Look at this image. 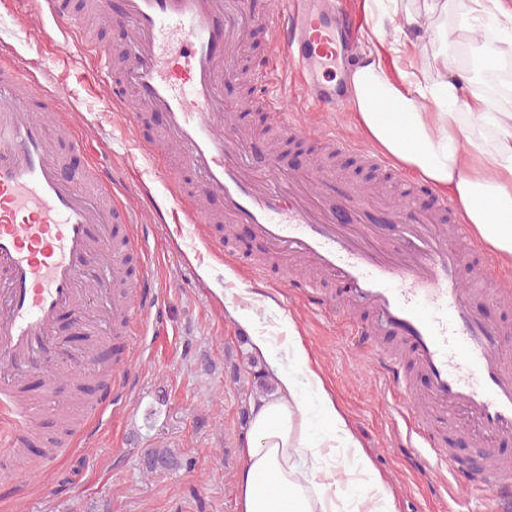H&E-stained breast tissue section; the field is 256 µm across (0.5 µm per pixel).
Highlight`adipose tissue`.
<instances>
[{
  "label": "adipose tissue",
  "instance_id": "adipose-tissue-1",
  "mask_svg": "<svg viewBox=\"0 0 512 512\" xmlns=\"http://www.w3.org/2000/svg\"><path fill=\"white\" fill-rule=\"evenodd\" d=\"M402 54L400 42L379 41L352 72L358 127L395 164L447 192L473 236L512 263V112L489 109L476 94L460 98L448 78L447 55L433 56L417 74L400 67ZM252 344L277 367V390L250 409L236 479L240 512H394L362 443L321 378L307 370L301 340L290 343L293 362L306 370L301 380L280 369L267 337L254 335ZM304 383L327 420L316 439L307 429ZM336 455L362 478L357 503L341 500L335 472L323 467Z\"/></svg>",
  "mask_w": 512,
  "mask_h": 512
}]
</instances>
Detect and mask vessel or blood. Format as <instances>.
Returning a JSON list of instances; mask_svg holds the SVG:
<instances>
[{
    "instance_id": "1",
    "label": "vessel or blood",
    "mask_w": 512,
    "mask_h": 512,
    "mask_svg": "<svg viewBox=\"0 0 512 512\" xmlns=\"http://www.w3.org/2000/svg\"><path fill=\"white\" fill-rule=\"evenodd\" d=\"M121 23L131 32L113 107L132 101L134 113L162 119L168 142L192 178L190 191L172 190L175 218L206 223L195 204L213 195L224 200L227 225H249L274 256L309 263L345 299L369 311V335L398 336L403 349H381L390 386L407 388L404 354H411L428 381L425 420L418 434L425 447L471 489L489 488L498 512H512V460L486 448L482 461L464 467L452 449L437 447L434 429L453 424L463 410L493 437H512V324L487 321L472 306L474 294L498 293L496 272L478 264L468 225L448 196H437L431 212L414 208L418 181L399 177L378 154L351 139L328 134L336 152L400 179L404 193L383 197L395 233L385 239L364 213L377 201L356 187L340 191L336 203L324 192L338 188L340 171L314 168L276 177V159L250 166L242 133L225 124L221 86L234 78L231 49L251 33L224 0H124ZM351 18L335 0H296L268 31L272 47L305 68L310 103L341 109L345 96L320 76L335 70L347 47L339 32ZM268 110L282 132L309 138L287 115L281 97L266 94ZM74 105L65 88L41 91L21 66L0 59V460L27 456L42 440L45 409L56 406L65 386L82 369L96 370L100 390L83 402L80 419L65 438L51 442L33 471H52L69 449L95 439L102 414L134 392L126 361L105 355L110 339L87 311L92 296L112 297L111 320L131 330L156 309L154 282L133 269L139 251L128 209L112 190L109 169L91 162L72 175L61 146L81 151L84 139L69 132ZM481 265V277L462 272ZM68 320L80 348L55 334Z\"/></svg>"
}]
</instances>
